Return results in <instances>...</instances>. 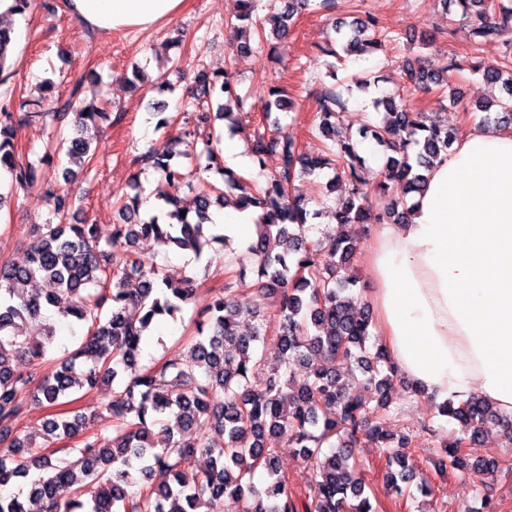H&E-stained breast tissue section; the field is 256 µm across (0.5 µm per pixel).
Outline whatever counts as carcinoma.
I'll list each match as a JSON object with an SVG mask.
<instances>
[{
	"label": "carcinoma",
	"instance_id": "cac0c4a2",
	"mask_svg": "<svg viewBox=\"0 0 512 512\" xmlns=\"http://www.w3.org/2000/svg\"><path fill=\"white\" fill-rule=\"evenodd\" d=\"M277 2L268 0L271 14L262 18L255 0H234L236 18L247 22L242 33L256 36L253 43H241L237 52L278 55V48L264 41L265 24L275 22L273 35L281 40L293 17L315 0H290L283 11L276 10ZM441 2L447 10L452 5L460 10L462 20L477 19L471 28L476 48L512 28V7L495 0ZM398 40L374 19H335L323 53L372 54ZM14 46L12 26L0 24V74L5 81ZM511 60L512 48L501 63L474 65L485 84H499L505 93L503 99L477 103L475 110L483 113L482 120L504 128L512 126ZM457 69L453 56L434 72L410 65L407 82L414 89L441 87ZM52 90L48 81L38 100L0 101V175L12 193L40 186L59 217L57 223L33 226L34 239L23 260L0 265V512H30L18 496L1 489L14 479L28 478L32 470L38 475L30 482L29 500L38 512H224L226 507L298 512L288 477L278 466V448L269 437L286 439L288 447L308 460L319 459L304 512H373L367 484L349 465L361 444L382 449L389 495L403 497L415 478L417 489L430 493L427 476L406 452L412 438L396 437L387 429L398 367L382 347L373 353L367 347L371 316L353 291L351 273L356 240L349 235L310 240L306 231L326 215L340 225L402 223L408 214L406 201L374 214L369 193L384 199L395 183L403 185L406 195L421 193L433 162L448 155L454 142L448 129L428 121L398 90L374 99L381 118L360 128L358 135L371 137L394 155L368 179L356 138L342 130L345 102L335 88L325 86L318 92L313 129L328 139L336 134L338 140L327 154L310 156L278 119L270 128L254 130V163L262 169L265 159L274 156L278 169L251 188L218 162L219 140L212 136L203 139L189 169L183 162L188 152L175 149L217 119L230 121L229 129L235 130L240 118L255 110L251 94L237 89L231 68L203 71L186 104L183 136L135 159L140 169L159 175L158 197L165 209L140 217L142 187L135 175L130 183L134 194L121 196L120 222L104 239L97 225L85 219L67 221L70 211H82L81 198L59 194L55 187L61 181L74 184L78 173L92 168L101 145V123L112 122V113L85 102L78 85L64 98ZM222 99L219 112H211L212 102ZM263 101L267 118L294 108L281 87H269ZM70 113L72 131L59 141L68 166L59 168L61 159L48 152L36 164L16 154L17 128L58 122ZM324 168L337 172L327 191L334 193L342 185L344 193L334 207L312 210L305 197L293 193L294 182ZM194 181L193 206L187 207L180 190ZM229 202L261 211L257 238L238 259L239 273L225 277L221 287L212 289L210 303L195 312L181 355L157 366H139L143 337L158 319H177L196 287L185 273L141 257L136 245L152 240L189 250L199 260L225 243L223 236L208 231L209 210ZM324 249L338 256L336 264H319ZM248 262L253 265L254 292L279 299L272 318L254 309L250 297L237 288ZM52 314L88 325V333L77 348L51 361ZM27 325L40 327L39 337L23 331ZM48 362L56 368L42 371ZM341 367L360 370L364 379L349 387ZM103 385L111 392L106 411L112 435L102 436L78 411L71 417L57 413L39 428L13 432L27 410L26 399L54 408L69 403L79 390ZM441 413L463 430L442 442L440 465L477 477L499 472V461L474 449L481 446L488 418L509 432L512 417L499 414L478 396L458 404L450 401ZM334 438L338 445L322 454L323 444ZM56 440L69 445L50 449ZM199 454L208 457V465L197 470ZM258 471L266 477L261 488L253 482Z\"/></svg>",
	"mask_w": 512,
	"mask_h": 512
}]
</instances>
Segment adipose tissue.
Listing matches in <instances>:
<instances>
[{
	"mask_svg": "<svg viewBox=\"0 0 512 512\" xmlns=\"http://www.w3.org/2000/svg\"><path fill=\"white\" fill-rule=\"evenodd\" d=\"M184 0H68L95 31L147 30ZM409 219L376 225L370 306L401 372L436 404L512 416V133L473 128L430 169Z\"/></svg>",
	"mask_w": 512,
	"mask_h": 512,
	"instance_id": "obj_1",
	"label": "adipose tissue"
}]
</instances>
